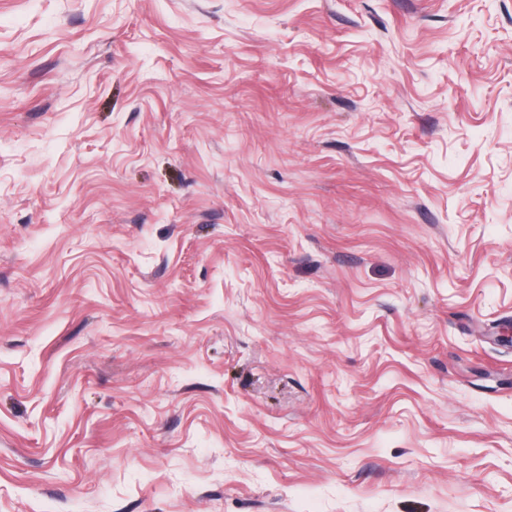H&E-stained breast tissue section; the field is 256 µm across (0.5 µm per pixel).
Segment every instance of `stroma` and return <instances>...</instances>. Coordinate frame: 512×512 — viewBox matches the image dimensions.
<instances>
[{"label": "stroma", "instance_id": "obj_1", "mask_svg": "<svg viewBox=\"0 0 512 512\" xmlns=\"http://www.w3.org/2000/svg\"><path fill=\"white\" fill-rule=\"evenodd\" d=\"M512 0H0V512H512Z\"/></svg>", "mask_w": 512, "mask_h": 512}]
</instances>
